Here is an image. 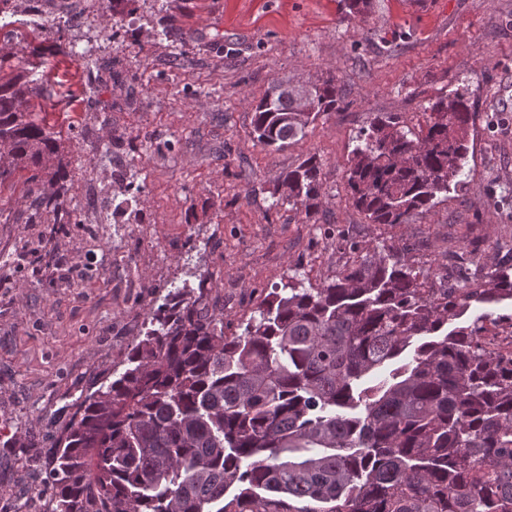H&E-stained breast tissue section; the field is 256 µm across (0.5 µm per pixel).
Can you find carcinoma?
Listing matches in <instances>:
<instances>
[{
	"label": "carcinoma",
	"mask_w": 512,
	"mask_h": 512,
	"mask_svg": "<svg viewBox=\"0 0 512 512\" xmlns=\"http://www.w3.org/2000/svg\"><path fill=\"white\" fill-rule=\"evenodd\" d=\"M361 21L372 0H340ZM43 54H0V187L28 185L29 223L69 224L59 132L35 112ZM311 108L266 92L254 140H301L344 102L337 80ZM414 130L377 115L355 138L347 199L369 224H406L469 174L475 112L467 88L428 101ZM324 163L281 177L309 217ZM207 278L170 284L122 372L79 396L48 473L52 512H512V359L486 348L475 305L512 301V258L480 288H427L394 247L359 252L320 285L275 287L244 329L199 307ZM454 325L448 329V325Z\"/></svg>",
	"instance_id": "1"
}]
</instances>
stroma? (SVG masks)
Instances as JSON below:
<instances>
[{
  "label": "stroma",
  "mask_w": 512,
  "mask_h": 512,
  "mask_svg": "<svg viewBox=\"0 0 512 512\" xmlns=\"http://www.w3.org/2000/svg\"><path fill=\"white\" fill-rule=\"evenodd\" d=\"M0 49L44 44L49 101L62 135L73 221L51 243L28 223L23 182L0 192V512H40L51 450L80 394L119 369L158 292L203 261L229 331L266 288L316 285L351 244L408 246L432 276L445 255L492 270L512 243V0H378L368 21L338 0H15ZM92 48L100 69L56 53ZM335 78L339 111L270 153L253 139L251 103L277 79ZM465 83L474 102L464 190L409 223H367L346 200L358 131L379 113L424 124L429 99ZM324 163L318 214L271 209L282 174ZM138 170L136 223L120 174ZM122 221L114 230V221Z\"/></svg>",
  "instance_id": "stroma-1"
}]
</instances>
